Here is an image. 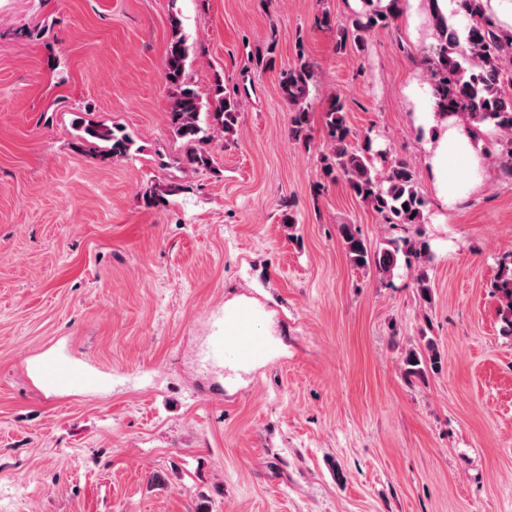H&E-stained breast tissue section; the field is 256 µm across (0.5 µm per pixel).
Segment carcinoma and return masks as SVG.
<instances>
[{
  "label": "carcinoma",
  "mask_w": 512,
  "mask_h": 512,
  "mask_svg": "<svg viewBox=\"0 0 512 512\" xmlns=\"http://www.w3.org/2000/svg\"><path fill=\"white\" fill-rule=\"evenodd\" d=\"M460 5L469 21L465 43H460L457 31L444 18L433 19L436 41L424 50L428 80L439 111L460 115L469 131L480 137V125L486 122L499 130L502 138L498 159L504 173L512 177V32L499 28L486 14L484 0H461ZM388 19V13L372 6V0H366V8L339 30L337 49L361 44L372 30L387 25ZM178 24V19L172 18L175 36L164 60V78L170 90L168 122L173 134L185 145L179 165L208 169L212 159L207 145L215 134L236 133L243 100L236 93L225 92L224 82L219 79L213 91L214 106L202 101L186 74L195 48L179 35ZM470 59L475 61V67L468 69L464 63ZM312 77L311 65L302 55L278 73V86L291 112V135L298 141L307 138V98ZM323 121L328 150L320 157V179L343 181L386 224L406 227L425 223L426 202L418 190L414 166L404 159H387L369 140L354 141L347 126L345 103L339 96L328 100ZM78 129L80 151L116 158L131 156L135 140L124 128L81 120ZM378 160L387 162L382 172L376 168ZM337 230L351 265L373 270L382 278L393 273L401 251L418 258L422 255V248L408 238L400 244L394 240L390 247L373 250L355 225L340 224ZM494 289L500 301L499 315L511 333L512 256L501 260ZM440 362L437 345L426 341L424 349L409 351L403 360L407 381H424L428 371L436 369Z\"/></svg>",
  "instance_id": "obj_1"
}]
</instances>
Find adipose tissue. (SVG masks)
Returning a JSON list of instances; mask_svg holds the SVG:
<instances>
[{
    "mask_svg": "<svg viewBox=\"0 0 512 512\" xmlns=\"http://www.w3.org/2000/svg\"><path fill=\"white\" fill-rule=\"evenodd\" d=\"M405 93L414 107V125L425 133L424 172L436 201L443 208L454 205L486 175L483 142L468 131L459 115L438 111L429 87L413 83Z\"/></svg>",
    "mask_w": 512,
    "mask_h": 512,
    "instance_id": "ef3b65f1",
    "label": "adipose tissue"
}]
</instances>
